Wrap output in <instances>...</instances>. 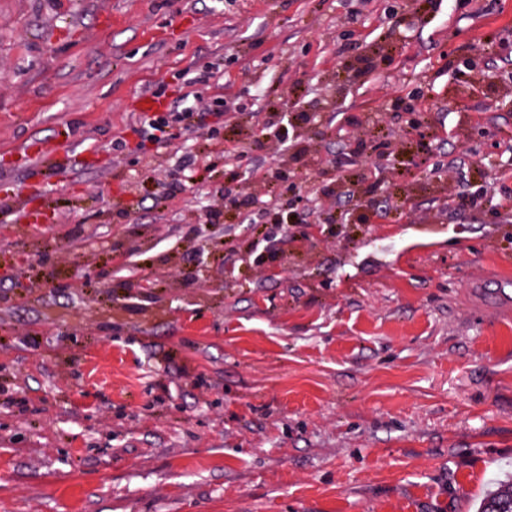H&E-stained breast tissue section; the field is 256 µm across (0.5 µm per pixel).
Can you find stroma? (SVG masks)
<instances>
[{
  "label": "stroma",
  "mask_w": 512,
  "mask_h": 512,
  "mask_svg": "<svg viewBox=\"0 0 512 512\" xmlns=\"http://www.w3.org/2000/svg\"><path fill=\"white\" fill-rule=\"evenodd\" d=\"M216 62L238 114L133 151L140 98ZM415 92L375 196L403 211L345 201L331 244L304 235L330 121H406ZM62 124L78 165L31 178L13 152ZM257 162L292 174L287 233L208 219ZM510 170L512 0H0V183L33 214L0 201V512H475L512 470V313L469 292L512 259ZM454 161H448L446 164H432L434 172L448 171V209L459 213L467 211L472 202L468 194L462 189V182L458 178V170Z\"/></svg>",
  "instance_id": "obj_1"
}]
</instances>
